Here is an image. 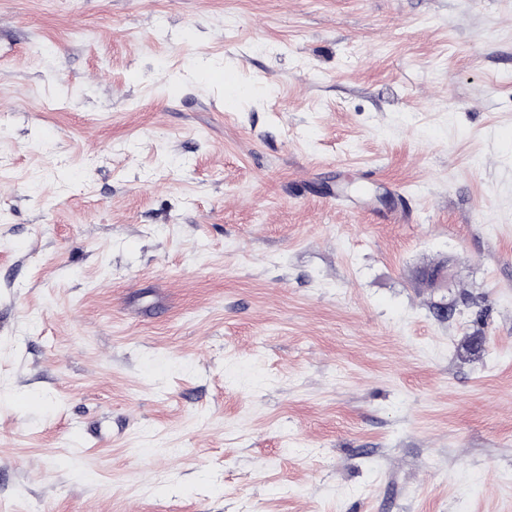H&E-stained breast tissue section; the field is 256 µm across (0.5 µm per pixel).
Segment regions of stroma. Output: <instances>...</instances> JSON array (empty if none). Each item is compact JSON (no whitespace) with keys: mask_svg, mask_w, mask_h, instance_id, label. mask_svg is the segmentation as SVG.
Listing matches in <instances>:
<instances>
[{"mask_svg":"<svg viewBox=\"0 0 512 512\" xmlns=\"http://www.w3.org/2000/svg\"><path fill=\"white\" fill-rule=\"evenodd\" d=\"M0 512H512V0H0Z\"/></svg>","mask_w":512,"mask_h":512,"instance_id":"1","label":"stroma"}]
</instances>
